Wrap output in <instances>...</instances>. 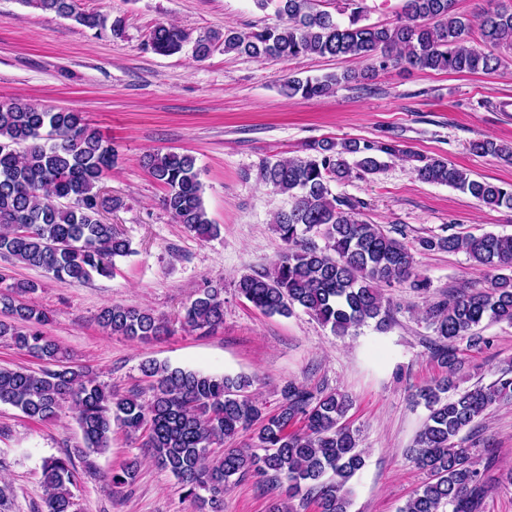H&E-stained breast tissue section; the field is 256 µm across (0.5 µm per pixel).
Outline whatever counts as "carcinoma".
<instances>
[{
  "instance_id": "1",
  "label": "carcinoma",
  "mask_w": 512,
  "mask_h": 512,
  "mask_svg": "<svg viewBox=\"0 0 512 512\" xmlns=\"http://www.w3.org/2000/svg\"><path fill=\"white\" fill-rule=\"evenodd\" d=\"M44 13L71 18L95 28L96 15L82 0H21ZM274 10L278 22L249 33L233 26L194 41L197 60L217 45L224 51L257 60H288L306 55L345 59L363 65L320 78H288L287 97L306 99L332 93L337 86L369 78L376 69L408 65L454 74L492 73L502 66L500 51L512 50V5L478 0V38L470 21L454 9L455 0H403L395 22L363 23L359 0H345L347 20L319 8V0H255ZM188 34L166 23L151 31L148 45L161 54L180 51ZM474 152L512 160V146L492 139L472 142ZM304 157L265 161L260 180L288 195L291 206L275 214L273 230L284 249L268 267L241 276L238 296L261 311L290 315L300 308L336 336H346L373 321L378 330L391 322L380 288L407 283L423 290L416 278V250L361 217V203L333 194L331 185L351 177L346 156L356 168L375 174L386 166L382 157L417 162V178L447 185L476 200L512 210V184L475 179L444 158L420 156L394 139H323L309 145ZM117 153L78 112L55 110L24 100L0 101V257L44 269L55 279L75 284L110 277L115 260L132 253L130 241L105 221L101 180ZM148 175L165 188L161 206L171 218L201 238L218 236L202 200L195 158L176 151H154L143 157ZM419 251L463 252L493 271L489 285L456 293L425 310L432 327L433 353L447 375L414 395L428 411L412 460L427 474L424 484L401 512H481L488 492L485 470L474 450L458 439L490 407L512 402V370L489 385L458 390L452 373L455 342H483L475 329L484 322L512 325V235L430 234L417 240ZM0 273V339L44 360L51 367L32 370L0 368V404L27 417L49 421L68 406L75 413L85 448L82 457L105 452L117 426L141 441V447L182 485L200 512H224V493L232 481L260 476L269 484H287V499L272 512H291L288 500L314 502L317 512H349V481L366 465L358 435L343 419L351 402L337 391L313 392L293 381L280 389L273 414L249 394V378L213 376L147 359L140 371L149 383L150 399L136 392L112 393L95 374L67 362L66 354L44 331L46 313L21 297L36 291L34 283H6ZM97 322L113 335L148 342L167 332L152 311L110 304ZM191 328H215L224 322V285L202 289L184 309ZM259 424L251 448H226L211 459L210 448ZM137 456L106 476L120 487L135 482ZM47 512H83L73 488L81 473L71 455L51 456L41 464Z\"/></svg>"
}]
</instances>
